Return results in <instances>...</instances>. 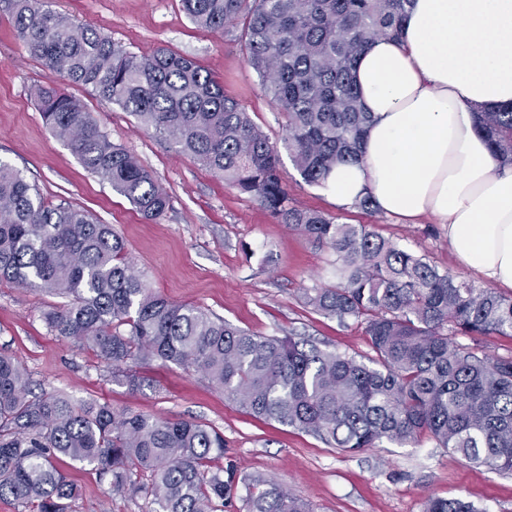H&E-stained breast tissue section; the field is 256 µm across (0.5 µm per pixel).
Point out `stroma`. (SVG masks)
Masks as SVG:
<instances>
[{
    "instance_id": "stroma-1",
    "label": "stroma",
    "mask_w": 512,
    "mask_h": 512,
    "mask_svg": "<svg viewBox=\"0 0 512 512\" xmlns=\"http://www.w3.org/2000/svg\"><path fill=\"white\" fill-rule=\"evenodd\" d=\"M80 29L112 38L144 55L167 48L212 72L225 95L238 101L270 138L281 140L285 119L265 96L235 29L198 27L180 0H48ZM49 73L0 15V161L18 169L47 201L85 210L122 237L136 269L170 300L202 308L263 337L300 334L338 351L372 356L362 325L339 324L300 300V291L336 282L330 250L279 223L248 194L179 154L142 128L130 113L68 81L61 87L79 100L114 144L132 153L169 195V207L149 220L44 124L33 96ZM282 174L294 205L335 216L341 224H367L380 236L424 255L433 266L478 288L486 279L457 261L442 225L397 221L379 210L340 206L322 187L306 183L290 159ZM60 298L0 282V354L27 371L33 392L55 391L72 403L99 401L170 419L205 424L224 435V457L242 474L275 479L306 500L314 512H423L428 497H464L480 512H512V474L475 465L439 447L430 437L401 447L389 442L358 453L326 447L313 436L245 414L202 374L153 361L137 365L145 380L132 391L109 379L104 362L50 332L45 312ZM77 496L72 512H152L140 497L113 494L109 479L90 467L65 466Z\"/></svg>"
}]
</instances>
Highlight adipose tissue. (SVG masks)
Segmentation results:
<instances>
[{"instance_id": "ef3b65f1", "label": "adipose tissue", "mask_w": 512, "mask_h": 512, "mask_svg": "<svg viewBox=\"0 0 512 512\" xmlns=\"http://www.w3.org/2000/svg\"><path fill=\"white\" fill-rule=\"evenodd\" d=\"M354 80L372 122L360 160L336 166L324 193L435 218L467 270L512 288V166L474 117L512 104V0H413L401 38L371 40Z\"/></svg>"}]
</instances>
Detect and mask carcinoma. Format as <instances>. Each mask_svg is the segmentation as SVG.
Returning <instances> with one entry per match:
<instances>
[{
	"instance_id": "1",
	"label": "carcinoma",
	"mask_w": 512,
	"mask_h": 512,
	"mask_svg": "<svg viewBox=\"0 0 512 512\" xmlns=\"http://www.w3.org/2000/svg\"><path fill=\"white\" fill-rule=\"evenodd\" d=\"M411 0H181L196 25L240 29L263 91L286 119L284 149L305 182L321 186L336 165L356 162L371 115L352 70L368 42L397 39ZM28 53L53 76L90 87L134 115L176 151L257 199L280 223L332 251L336 285L304 288L302 303L345 325H364L375 356L322 348L293 336L257 337L150 288L110 224L47 202L0 161V280L67 299L49 328L87 346L112 381L138 390L131 361L160 360L204 374L245 413L355 453L384 440L427 435L472 463L512 472V357L492 359L461 336L512 337V298L439 271L365 224H339L299 208L281 176V148L224 86L166 48L134 55L43 0H0ZM41 116L89 171L150 220L167 193L85 107L49 84ZM493 156L512 166V104L476 113ZM126 330L119 331L120 327ZM111 476L115 494L140 496L152 512H224L244 485L246 512H312L260 475L243 480L224 460V435L196 421L75 406L55 392L29 396L24 369L0 355V497L26 512H69L74 486L62 465ZM424 512H479L461 498L431 497Z\"/></svg>"
}]
</instances>
